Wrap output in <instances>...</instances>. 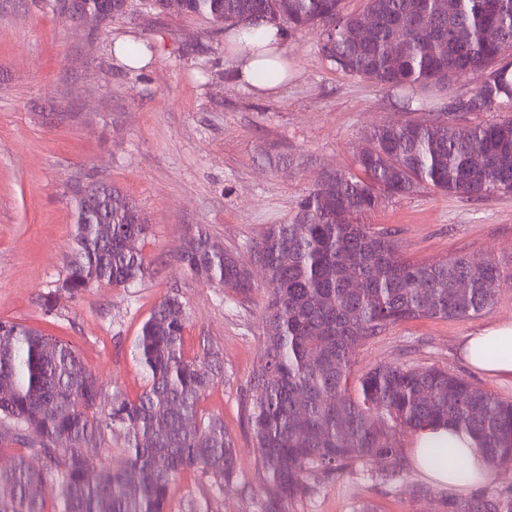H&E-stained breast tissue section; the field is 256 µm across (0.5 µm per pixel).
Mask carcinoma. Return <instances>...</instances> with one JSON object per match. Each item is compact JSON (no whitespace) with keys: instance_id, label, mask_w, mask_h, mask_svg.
<instances>
[{"instance_id":"cac0c4a2","label":"carcinoma","mask_w":512,"mask_h":512,"mask_svg":"<svg viewBox=\"0 0 512 512\" xmlns=\"http://www.w3.org/2000/svg\"><path fill=\"white\" fill-rule=\"evenodd\" d=\"M412 2L365 0L351 14L341 12V0H185L181 10L224 31L251 34L261 23L288 34L318 28L320 50L337 70L411 95L484 74L478 89L456 97L462 108L446 119L431 114L375 128L357 160L361 174L333 176V194L313 190L289 223L270 225L256 245L266 351L247 420L268 486L264 512H280L320 468L395 456L384 440L387 421L413 432L449 424L473 435L491 466L512 462V401L437 368L395 364L371 368L355 390L349 386L359 343L410 320L476 315L506 281L492 261L472 274L464 255L415 262L399 253L390 232L357 221L381 199L420 188L466 198L512 192V70L500 63L512 50V0H420L419 26ZM397 22L406 44L394 56L387 46ZM462 112L507 116L463 124ZM73 209L67 289L128 288L145 278L138 243L149 226L123 190L105 181L92 201L73 197ZM179 260L226 292L245 299L256 290L235 253L203 227ZM186 325L178 298L156 306L133 346L143 390L134 399L113 393L105 411L102 385L75 348L0 320V386L8 389L0 393V512H167L169 485L186 469L221 485L234 481L237 449L224 419L200 410L223 362L216 353L187 357ZM115 430L124 436V461L104 464L89 479L88 455H102ZM134 472L143 478L128 480ZM47 482L58 489L50 511L31 495L33 485ZM448 512H512V501L450 499Z\"/></svg>"}]
</instances>
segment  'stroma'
Returning a JSON list of instances; mask_svg holds the SVG:
<instances>
[{"instance_id": "stroma-1", "label": "stroma", "mask_w": 512, "mask_h": 512, "mask_svg": "<svg viewBox=\"0 0 512 512\" xmlns=\"http://www.w3.org/2000/svg\"><path fill=\"white\" fill-rule=\"evenodd\" d=\"M129 36L152 50L125 66L112 44ZM288 81L264 95L230 75L227 36L208 19L156 16L131 6L96 31L52 14L44 0L0 8V320L37 327L78 351L104 394L136 398L143 387L132 347L168 296L185 305L188 355L218 353L223 380L202 408L224 418L238 448L224 487L196 470L169 489L168 512H262L266 485L246 408L265 351L264 291L250 300L192 275L178 260L197 225L233 250L255 283L252 247L267 226L288 223L297 203L370 145L380 125L413 119L403 92L336 70L319 35L286 37ZM112 182L139 206L150 233L140 247L150 272L131 288L63 283L71 251L75 183ZM361 223L390 231L403 256L440 264L456 255L512 273V192L478 199L421 190L383 199ZM51 310H44V298ZM512 321V282L495 304L454 319H420L361 343L353 374L380 365L435 367L512 400V383L478 373L459 354L465 336ZM393 460L357 461L310 477L284 512H446L448 489L410 462V432L388 426Z\"/></svg>"}]
</instances>
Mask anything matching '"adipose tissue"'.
Returning a JSON list of instances; mask_svg holds the SVG:
<instances>
[{
	"mask_svg": "<svg viewBox=\"0 0 512 512\" xmlns=\"http://www.w3.org/2000/svg\"><path fill=\"white\" fill-rule=\"evenodd\" d=\"M282 42L276 28L270 27L253 47L236 48L233 54L235 79L260 93L277 91L280 80L266 78L261 70L273 66ZM459 353L472 370L504 380L512 379V321L497 323L466 336ZM428 448L449 450L455 459L454 465H426L423 452ZM410 461L435 484L461 493L487 483L491 473L490 464L475 440L450 425L428 426L420 430L412 442Z\"/></svg>",
	"mask_w": 512,
	"mask_h": 512,
	"instance_id": "obj_1",
	"label": "adipose tissue"
}]
</instances>
